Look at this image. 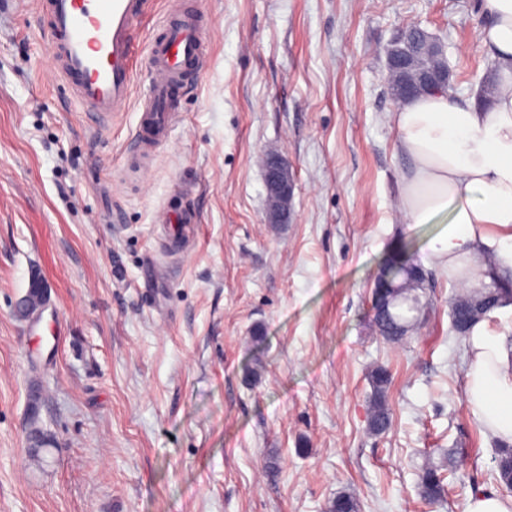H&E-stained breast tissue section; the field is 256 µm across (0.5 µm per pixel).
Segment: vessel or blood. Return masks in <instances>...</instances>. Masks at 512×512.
<instances>
[{
  "instance_id": "obj_1",
  "label": "vessel or blood",
  "mask_w": 512,
  "mask_h": 512,
  "mask_svg": "<svg viewBox=\"0 0 512 512\" xmlns=\"http://www.w3.org/2000/svg\"><path fill=\"white\" fill-rule=\"evenodd\" d=\"M48 18L54 74L71 85L88 121L101 124L128 111L133 97L137 25L150 0H40ZM197 13L172 0L164 25L148 48L149 85L141 100L136 155H152L174 124V100L205 60Z\"/></svg>"
}]
</instances>
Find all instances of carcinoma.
Listing matches in <instances>:
<instances>
[{
	"mask_svg": "<svg viewBox=\"0 0 512 512\" xmlns=\"http://www.w3.org/2000/svg\"><path fill=\"white\" fill-rule=\"evenodd\" d=\"M410 72L418 73L433 68L442 60L432 55L425 41L407 46ZM387 265L395 269L399 277V287L394 289L384 302L380 313L372 316L377 333L387 342L398 343L420 324L422 310L421 297L429 288V281L416 275L419 264L402 261V253L394 251L387 259ZM504 289L499 285H482L467 288L457 294L451 302V325L460 327L458 334L466 336L476 321L489 317L503 306L501 297ZM372 386L367 430L372 435L386 433L392 425V413L388 405L387 393L392 382L391 372L384 365H376L369 372ZM497 482L503 488L512 490V448L505 446L498 451L496 458ZM445 474L436 466H427L418 475V490L421 496L433 503L443 499L445 494ZM328 512H358V505L352 496L341 493L329 504Z\"/></svg>",
	"mask_w": 512,
	"mask_h": 512,
	"instance_id": "carcinoma-1",
	"label": "carcinoma"
}]
</instances>
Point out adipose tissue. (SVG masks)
Returning a JSON list of instances; mask_svg holds the SVG:
<instances>
[{
  "label": "adipose tissue",
  "mask_w": 512,
  "mask_h": 512,
  "mask_svg": "<svg viewBox=\"0 0 512 512\" xmlns=\"http://www.w3.org/2000/svg\"><path fill=\"white\" fill-rule=\"evenodd\" d=\"M480 8L477 47L495 68L489 101L436 91L391 116L409 160L395 209L406 224L447 219L427 264L470 288L512 270V0ZM470 338L467 404L484 431L512 444V337L483 320Z\"/></svg>",
  "instance_id": "adipose-tissue-1"
}]
</instances>
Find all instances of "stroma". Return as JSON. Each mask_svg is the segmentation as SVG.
<instances>
[{"label":"stroma","instance_id":"obj_1","mask_svg":"<svg viewBox=\"0 0 512 512\" xmlns=\"http://www.w3.org/2000/svg\"><path fill=\"white\" fill-rule=\"evenodd\" d=\"M479 0H197L209 47L150 167L139 114L91 129L50 81L38 0H0V512H463L501 493L499 444L464 394L456 287L433 273L420 329L386 343L373 278L399 242L396 107L385 67L417 25L446 46L457 94L490 62ZM292 169L290 218L265 221L264 158ZM197 216L170 253L160 209ZM40 317L18 315L32 270ZM392 426L366 431L375 365ZM257 381H248L252 367ZM52 443L27 452L30 398ZM455 479L417 489L426 457Z\"/></svg>","mask_w":512,"mask_h":512}]
</instances>
